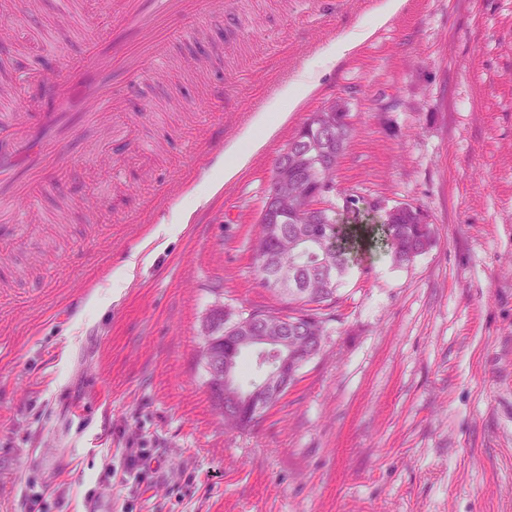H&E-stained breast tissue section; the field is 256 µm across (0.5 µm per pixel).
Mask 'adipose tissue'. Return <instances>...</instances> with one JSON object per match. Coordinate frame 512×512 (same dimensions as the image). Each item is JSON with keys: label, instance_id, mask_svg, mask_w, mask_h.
Here are the masks:
<instances>
[{"label": "adipose tissue", "instance_id": "adipose-tissue-1", "mask_svg": "<svg viewBox=\"0 0 512 512\" xmlns=\"http://www.w3.org/2000/svg\"><path fill=\"white\" fill-rule=\"evenodd\" d=\"M366 37V32L359 30L348 33L320 54L313 69L284 84L252 117L239 138L228 146L225 151L224 168L210 183V191H217L225 182L232 180L251 156L262 147L266 139L287 119L290 112L296 111L303 100L316 89L318 70L327 68L337 58L357 48Z\"/></svg>", "mask_w": 512, "mask_h": 512}]
</instances>
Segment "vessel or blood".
I'll return each mask as SVG.
<instances>
[{
    "label": "vessel or blood",
    "instance_id": "vessel-or-blood-1",
    "mask_svg": "<svg viewBox=\"0 0 512 512\" xmlns=\"http://www.w3.org/2000/svg\"><path fill=\"white\" fill-rule=\"evenodd\" d=\"M91 14L107 18L112 36L87 39L83 57L34 74L53 105L40 127L30 125L32 105L25 95L0 96L1 257L50 222L39 202L49 189L47 173L64 174L81 158L118 176L125 164L106 154L105 146L119 144L143 157L151 153L152 143L124 114L145 80L169 72L173 31L202 42L210 22H223L229 32L241 21L235 0H63L57 23L82 34ZM72 144L77 153L69 152Z\"/></svg>",
    "mask_w": 512,
    "mask_h": 512
}]
</instances>
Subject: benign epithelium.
Returning a JSON list of instances; mask_svg holds the SVG:
<instances>
[{
  "mask_svg": "<svg viewBox=\"0 0 512 512\" xmlns=\"http://www.w3.org/2000/svg\"><path fill=\"white\" fill-rule=\"evenodd\" d=\"M343 109L332 106L314 119L306 122L308 133L300 138L303 152L307 159L322 170L336 163V141L332 137V127L341 121ZM332 193L330 185L318 180L316 189L306 203L311 209L323 211L329 207L323 199ZM267 209H288V177H277L268 199ZM411 211L416 222L425 223L423 211L410 204H398L385 210L380 223L391 224L404 211ZM265 316L253 311L224 324V308L212 310L205 323L210 343L205 347L203 365L207 376L217 373L222 377L223 385L210 387L215 404L224 406V413L239 416L246 411L257 415L263 407L283 394L290 386L291 380L306 360L315 354H294L288 350V337L271 336L262 332ZM250 352L259 356V361L266 363L259 384L248 390H240L236 383L238 357Z\"/></svg>",
  "mask_w": 512,
  "mask_h": 512,
  "instance_id": "1",
  "label": "benign epithelium"
}]
</instances>
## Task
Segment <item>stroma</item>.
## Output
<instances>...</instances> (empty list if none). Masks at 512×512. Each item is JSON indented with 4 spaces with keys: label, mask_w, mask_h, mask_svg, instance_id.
Returning a JSON list of instances; mask_svg holds the SVG:
<instances>
[{
    "label": "stroma",
    "mask_w": 512,
    "mask_h": 512,
    "mask_svg": "<svg viewBox=\"0 0 512 512\" xmlns=\"http://www.w3.org/2000/svg\"><path fill=\"white\" fill-rule=\"evenodd\" d=\"M4 6L46 68L82 40L58 0ZM252 0L242 29L215 28L203 76L147 82L129 112L160 140L147 174L113 187L88 166L42 200L55 215L13 246L0 288V512H512V0ZM357 28L373 35L232 181L171 223L185 194L278 89ZM224 88V109L204 89ZM166 108L165 122L150 108ZM349 114L339 193L422 208L436 242L407 265L363 251L325 310L327 334L297 382L245 429H226L200 359L204 321L287 312L261 286L251 241L275 158L315 112ZM143 249L132 276L123 264ZM39 253L37 268L29 256ZM152 451L155 478L122 483L125 451Z\"/></svg>",
    "instance_id": "stroma-1"
}]
</instances>
